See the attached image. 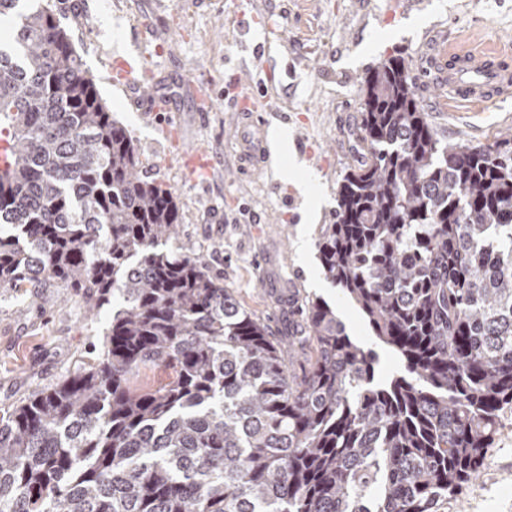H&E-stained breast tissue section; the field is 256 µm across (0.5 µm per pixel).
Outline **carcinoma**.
<instances>
[{"instance_id":"obj_1","label":"carcinoma","mask_w":512,"mask_h":512,"mask_svg":"<svg viewBox=\"0 0 512 512\" xmlns=\"http://www.w3.org/2000/svg\"><path fill=\"white\" fill-rule=\"evenodd\" d=\"M21 2L0 0V288L119 307L96 363L0 415V512H441L512 405V135L445 144L405 58L368 72L370 156L316 248L402 363L381 380L326 301L277 342L172 251L174 192L143 175L56 9ZM149 361L173 378L131 387Z\"/></svg>"}]
</instances>
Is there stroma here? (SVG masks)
Listing matches in <instances>:
<instances>
[{"instance_id": "35a3bbf8", "label": "stroma", "mask_w": 512, "mask_h": 512, "mask_svg": "<svg viewBox=\"0 0 512 512\" xmlns=\"http://www.w3.org/2000/svg\"><path fill=\"white\" fill-rule=\"evenodd\" d=\"M112 112L132 136L144 171L170 187L181 224L175 247L203 255L241 307L275 336L296 327L305 297H321L353 340L374 350L380 376L401 370L363 314L325 280L316 243L333 223L337 183L357 164L351 136L362 119L366 73L403 54L416 95L440 137L492 142L512 133V99L489 108L457 104L434 84L439 54L467 47L512 51V0H48ZM278 45L266 74L239 67V11ZM139 58V87L113 82L117 58ZM240 82L278 99L292 117L272 173L239 158L241 117L224 89ZM209 166L188 172V155ZM306 182L300 194L298 182ZM22 304L0 288V414L35 390L93 364L111 315L89 314L74 290L40 288ZM447 512H512V410L479 478Z\"/></svg>"}]
</instances>
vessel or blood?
I'll return each instance as SVG.
<instances>
[{
    "mask_svg": "<svg viewBox=\"0 0 512 512\" xmlns=\"http://www.w3.org/2000/svg\"><path fill=\"white\" fill-rule=\"evenodd\" d=\"M435 82L449 96L464 102L478 101L488 106L512 98V57L479 51H460L442 55L434 63ZM267 120L254 124L244 134L240 147L248 158L266 159Z\"/></svg>",
    "mask_w": 512,
    "mask_h": 512,
    "instance_id": "vessel-or-blood-1",
    "label": "vessel or blood"
}]
</instances>
